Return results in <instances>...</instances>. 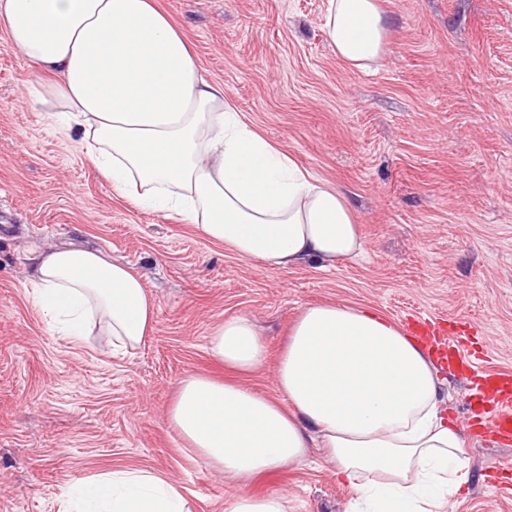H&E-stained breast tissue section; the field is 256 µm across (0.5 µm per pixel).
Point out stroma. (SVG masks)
Returning a JSON list of instances; mask_svg holds the SVG:
<instances>
[{"instance_id": "1", "label": "stroma", "mask_w": 512, "mask_h": 512, "mask_svg": "<svg viewBox=\"0 0 512 512\" xmlns=\"http://www.w3.org/2000/svg\"><path fill=\"white\" fill-rule=\"evenodd\" d=\"M381 2L386 54L358 69L329 45L327 0H157L243 120L345 194L364 251L333 266L265 269L115 196L0 33V512H58L73 482L117 467L180 486L190 512H224L233 480L182 446L168 409L182 379L223 375L209 336L234 316L264 334L270 357L247 381L270 395L291 323L319 302L460 324L482 366L512 372V0ZM68 244L142 278L156 303L144 344L116 354L101 336L76 347L51 334L29 257ZM441 378L469 470L450 512H512V475L501 487L484 474L512 444L475 439L468 380ZM256 488L293 512L355 508L315 448Z\"/></svg>"}]
</instances>
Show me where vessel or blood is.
Returning a JSON list of instances; mask_svg holds the SVG:
<instances>
[{
    "instance_id": "vessel-or-blood-1",
    "label": "vessel or blood",
    "mask_w": 512,
    "mask_h": 512,
    "mask_svg": "<svg viewBox=\"0 0 512 512\" xmlns=\"http://www.w3.org/2000/svg\"><path fill=\"white\" fill-rule=\"evenodd\" d=\"M409 333L438 362L474 371L476 391L468 397L473 428L480 437L492 441L512 439V373L479 369L462 340L460 331L436 318L415 317Z\"/></svg>"
}]
</instances>
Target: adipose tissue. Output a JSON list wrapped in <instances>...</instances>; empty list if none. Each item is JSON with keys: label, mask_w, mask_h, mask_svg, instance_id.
Masks as SVG:
<instances>
[{"label": "adipose tissue", "mask_w": 512, "mask_h": 512, "mask_svg": "<svg viewBox=\"0 0 512 512\" xmlns=\"http://www.w3.org/2000/svg\"><path fill=\"white\" fill-rule=\"evenodd\" d=\"M325 28L351 66L385 54L380 0H327ZM0 29L10 48L50 74L39 104L79 135L118 196L178 216L269 269L362 252L361 226L344 194L233 112L153 0H0ZM29 262L31 294L52 335L78 346L96 334L116 351L151 335L155 303L128 265L83 248L43 249ZM210 354L228 378L183 379L168 420L233 479L237 492L225 512H289L285 498L254 486L300 464L312 447L367 512H446L468 480L438 370L384 316L306 306L279 355L273 397L244 381L269 357L253 318L218 325ZM59 512L190 510L180 487L161 475L115 468L81 480Z\"/></svg>", "instance_id": "adipose-tissue-1"}]
</instances>
